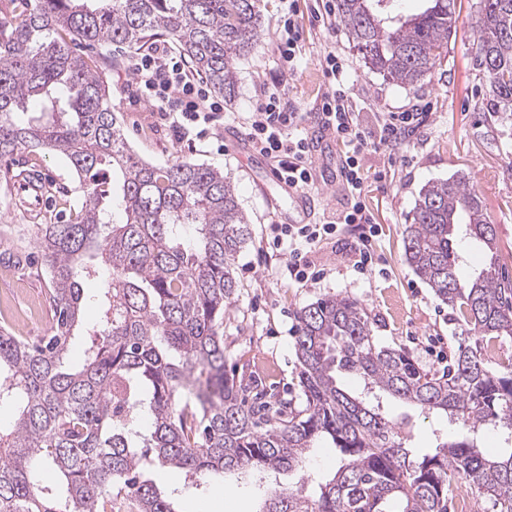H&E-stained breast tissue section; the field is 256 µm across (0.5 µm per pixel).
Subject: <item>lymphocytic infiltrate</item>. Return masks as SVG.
Masks as SVG:
<instances>
[{"label":"lymphocytic infiltrate","instance_id":"1","mask_svg":"<svg viewBox=\"0 0 512 512\" xmlns=\"http://www.w3.org/2000/svg\"><path fill=\"white\" fill-rule=\"evenodd\" d=\"M324 70L331 86L320 112L324 128L331 130L350 148L338 172L350 196L348 207L326 220L308 224H277L272 228L273 246H287L288 279L297 284L317 282L321 271L316 270L308 250L316 243L336 238L344 225L361 226L362 233L353 247L352 267L358 273L371 271L376 264L367 242L377 236L364 203L363 155L388 147L400 130L424 122L423 108L412 107L405 112L382 115L378 136H371L359 123L350 103L347 69L343 58L327 54ZM140 96L162 119L169 121L180 138H206L223 118L224 106L213 99L206 84L191 73L186 60L171 49L159 46L136 59L133 65ZM303 113L291 112L281 104V92L267 90L252 111L243 116L241 127L251 147L277 161L276 174L285 183L299 188L309 187L313 171L309 157L312 146L300 132Z\"/></svg>","mask_w":512,"mask_h":512}]
</instances>
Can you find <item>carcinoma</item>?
<instances>
[{
    "instance_id": "carcinoma-1",
    "label": "carcinoma",
    "mask_w": 512,
    "mask_h": 512,
    "mask_svg": "<svg viewBox=\"0 0 512 512\" xmlns=\"http://www.w3.org/2000/svg\"><path fill=\"white\" fill-rule=\"evenodd\" d=\"M21 2L0 21V157L59 154L82 180L83 199L74 220L42 224L37 236L54 334L35 343L0 329V403L17 407L0 430V512H176L150 478L158 464L198 488L228 473L298 472L321 441L341 453L334 476L312 495L302 476L257 512H448L459 479L491 512H512V448L480 447L489 428L512 435V356L495 366L483 358L512 339V277L466 179L421 189L404 260L473 343L432 374L409 352L377 345L357 298L326 295L296 313L297 399L258 392L249 404L224 373V310L250 238L236 188L184 158L140 159L106 81L69 41L134 48L165 36L230 98L235 66L261 36L256 0ZM394 2L337 0V15L370 71L414 88L448 54L454 0H422L409 14L392 12ZM473 29L490 111L512 112V0H480ZM461 232L487 256L473 278L461 274ZM102 265L105 285L85 292ZM86 301L91 323L82 320ZM77 330L90 343L70 371L63 357ZM346 374L363 381L359 394L341 387ZM383 396L445 413L462 429L415 457L409 421L384 411ZM49 467L53 482L43 478Z\"/></svg>"
}]
</instances>
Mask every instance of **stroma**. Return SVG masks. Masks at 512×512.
<instances>
[{
    "label": "stroma",
    "mask_w": 512,
    "mask_h": 512,
    "mask_svg": "<svg viewBox=\"0 0 512 512\" xmlns=\"http://www.w3.org/2000/svg\"><path fill=\"white\" fill-rule=\"evenodd\" d=\"M296 5L302 39L295 68H288L277 51L283 0H258L262 35L256 49L236 65L235 96L224 104L231 117L209 138L191 143L179 140L170 124L140 98L130 50L83 43L74 49L105 77L109 103L120 113L124 136L140 158L165 163L180 156L224 172L236 187L251 235L237 264L235 299L224 314L227 375L248 372L260 387L288 395L300 371L294 350L296 313L328 294L361 300L381 345L406 349L425 370L442 371L463 341L462 328L404 261V224L421 188L465 177L484 202L500 252L512 251V118L502 121L486 112L487 90L472 68V21L478 0H455L458 21L448 54L414 89L371 72L340 22L323 27L315 21L314 0H297ZM331 51L349 61L351 103L368 131H376L380 113L402 112L417 102L426 104L429 117L412 135L362 158L365 204L372 223L380 228L371 243L378 273L363 276L353 271L351 248L357 233L348 225L339 237L313 246L311 258L326 276L301 286L283 278L286 256L271 248V227L312 221L347 204L346 191L336 178L345 146L322 130L318 118L329 90L322 63ZM273 85L281 89L286 109L305 113L303 134L319 162V183L310 187L304 213L270 176L275 159L252 151L237 121ZM22 172L44 178L50 187L47 200L19 192L15 177ZM80 198L79 180L60 156L22 152L0 157V299L22 293L47 304L51 282L36 250L38 227L69 220ZM414 421L411 445L420 454L458 429L436 413L415 414ZM155 478L160 487L176 491L181 512H252L259 492L257 484L231 481L228 494L220 498L204 488H184L182 480L161 467Z\"/></svg>",
    "instance_id": "1"
}]
</instances>
